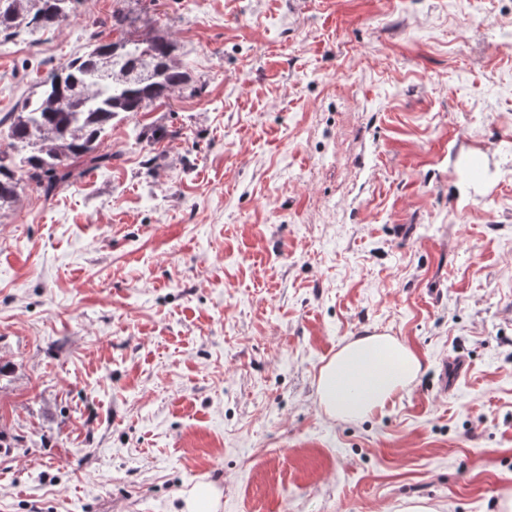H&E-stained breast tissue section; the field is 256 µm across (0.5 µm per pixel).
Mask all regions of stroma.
<instances>
[{
    "instance_id": "stroma-1",
    "label": "stroma",
    "mask_w": 512,
    "mask_h": 512,
    "mask_svg": "<svg viewBox=\"0 0 512 512\" xmlns=\"http://www.w3.org/2000/svg\"><path fill=\"white\" fill-rule=\"evenodd\" d=\"M116 0L0 36V117ZM192 83L0 210V512H496L512 486V0H129ZM162 127L166 139H151ZM385 332L372 416L320 367ZM420 368L417 355L391 336L353 339L320 369L319 405L337 420L373 414L408 388ZM220 494L212 482H196L183 499L181 512H219Z\"/></svg>"
}]
</instances>
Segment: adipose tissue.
I'll return each instance as SVG.
<instances>
[{
  "instance_id": "adipose-tissue-1",
  "label": "adipose tissue",
  "mask_w": 512,
  "mask_h": 512,
  "mask_svg": "<svg viewBox=\"0 0 512 512\" xmlns=\"http://www.w3.org/2000/svg\"><path fill=\"white\" fill-rule=\"evenodd\" d=\"M420 368L417 355L391 336L353 339L321 368L319 404L337 420L373 414L408 388Z\"/></svg>"
}]
</instances>
